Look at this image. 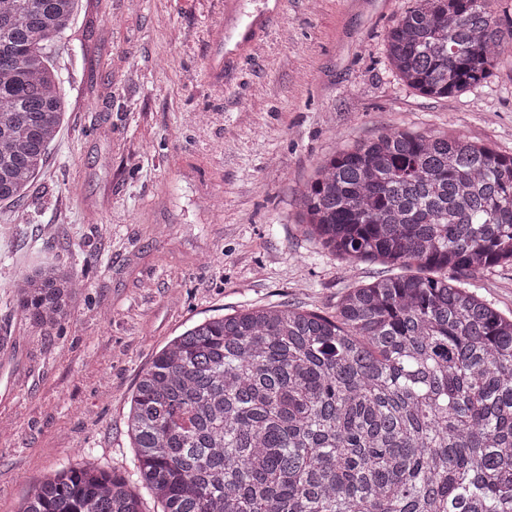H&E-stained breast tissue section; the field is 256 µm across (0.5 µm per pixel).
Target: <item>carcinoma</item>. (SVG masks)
Returning a JSON list of instances; mask_svg holds the SVG:
<instances>
[{"label": "carcinoma", "instance_id": "1", "mask_svg": "<svg viewBox=\"0 0 512 512\" xmlns=\"http://www.w3.org/2000/svg\"><path fill=\"white\" fill-rule=\"evenodd\" d=\"M77 0H0V201L20 202L65 113L47 48ZM494 0H413L386 33L410 88L445 98L512 50ZM300 222L350 268L416 267L347 289L332 313L247 307L188 326L130 399L125 473L87 454L19 512H512V316L474 291L512 267V155L389 128L333 151ZM39 328L87 288L44 262L13 283Z\"/></svg>", "mask_w": 512, "mask_h": 512}]
</instances>
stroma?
Masks as SVG:
<instances>
[{"mask_svg":"<svg viewBox=\"0 0 512 512\" xmlns=\"http://www.w3.org/2000/svg\"><path fill=\"white\" fill-rule=\"evenodd\" d=\"M410 4L284 0L279 28L226 74L224 0H78L50 48L63 123L24 200L0 203V512L86 451L127 469L139 374L192 322L252 305L330 312L382 274L344 272L298 223L334 148L398 127L512 154V53L480 85L424 96L386 54ZM48 261L86 269L88 286L70 323L37 331L12 284Z\"/></svg>","mask_w":512,"mask_h":512,"instance_id":"obj_1","label":"stroma"}]
</instances>
